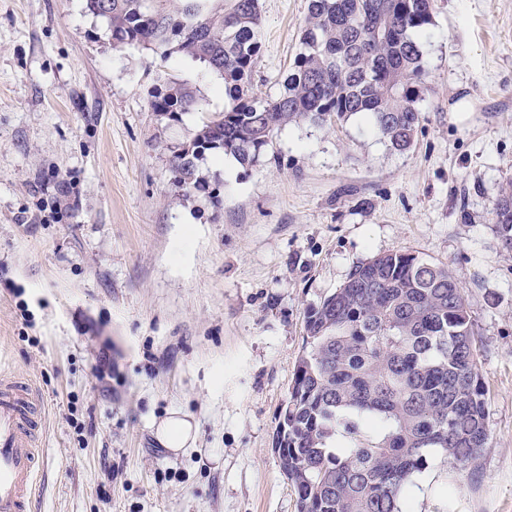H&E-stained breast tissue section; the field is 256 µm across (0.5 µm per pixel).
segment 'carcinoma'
I'll return each instance as SVG.
<instances>
[{"label":"carcinoma","instance_id":"1","mask_svg":"<svg viewBox=\"0 0 512 512\" xmlns=\"http://www.w3.org/2000/svg\"><path fill=\"white\" fill-rule=\"evenodd\" d=\"M85 2L113 44L179 53L224 80V110L173 151L179 188L206 189L205 154L250 167L300 122L368 114L392 149L414 143L433 0H309L300 52L270 100L251 84L263 47L259 0ZM150 107L175 117L198 99L169 80ZM493 215L511 249V190ZM305 332L276 432L299 512H406L408 481L430 449L461 470L477 462L488 440L481 364L469 304L447 265L402 250L377 255L306 312Z\"/></svg>","mask_w":512,"mask_h":512}]
</instances>
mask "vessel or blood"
I'll use <instances>...</instances> for the list:
<instances>
[{
  "label": "vessel or blood",
  "mask_w": 512,
  "mask_h": 512,
  "mask_svg": "<svg viewBox=\"0 0 512 512\" xmlns=\"http://www.w3.org/2000/svg\"><path fill=\"white\" fill-rule=\"evenodd\" d=\"M45 414L41 396L28 382L0 376V512H27Z\"/></svg>",
  "instance_id": "vessel-or-blood-1"
}]
</instances>
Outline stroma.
<instances>
[{
	"instance_id": "stroma-1",
	"label": "stroma",
	"mask_w": 512,
	"mask_h": 512,
	"mask_svg": "<svg viewBox=\"0 0 512 512\" xmlns=\"http://www.w3.org/2000/svg\"><path fill=\"white\" fill-rule=\"evenodd\" d=\"M309 0H261L253 92L279 95ZM421 121L392 150L368 116L280 130L245 168L175 146L224 108L190 58L115 46L85 0H0V372L30 379L46 432L30 512H298L274 436L304 315L395 250L448 265L470 305L489 439L441 453L409 512H512V0H434ZM199 107L150 108L165 79ZM188 415L189 447L154 426ZM453 496H446L447 486ZM495 224L501 242L506 249L512 248V191H505L493 207Z\"/></svg>"
}]
</instances>
